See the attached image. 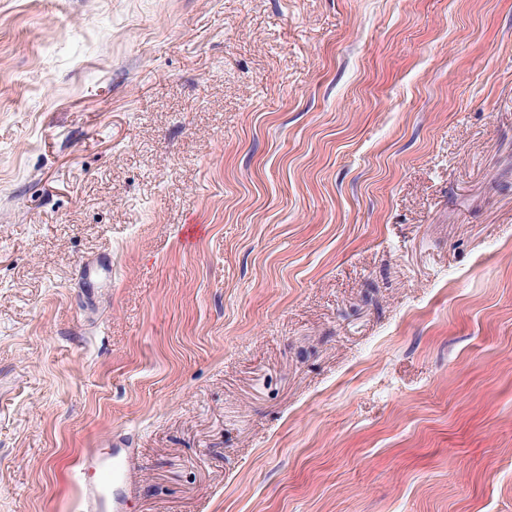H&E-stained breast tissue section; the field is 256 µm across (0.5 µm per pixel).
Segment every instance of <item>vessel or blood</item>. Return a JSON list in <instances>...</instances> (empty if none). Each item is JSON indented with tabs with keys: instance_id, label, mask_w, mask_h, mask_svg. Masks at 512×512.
Listing matches in <instances>:
<instances>
[{
	"instance_id": "b4317fda",
	"label": "vessel or blood",
	"mask_w": 512,
	"mask_h": 512,
	"mask_svg": "<svg viewBox=\"0 0 512 512\" xmlns=\"http://www.w3.org/2000/svg\"><path fill=\"white\" fill-rule=\"evenodd\" d=\"M139 463V449L125 439L112 442L109 451L88 453L76 473L83 512H127V491Z\"/></svg>"
}]
</instances>
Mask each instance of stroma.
Masks as SVG:
<instances>
[{
    "label": "stroma",
    "instance_id": "35a3bbf8",
    "mask_svg": "<svg viewBox=\"0 0 512 512\" xmlns=\"http://www.w3.org/2000/svg\"><path fill=\"white\" fill-rule=\"evenodd\" d=\"M120 435L128 512H512V0H0V512Z\"/></svg>",
    "mask_w": 512,
    "mask_h": 512
}]
</instances>
